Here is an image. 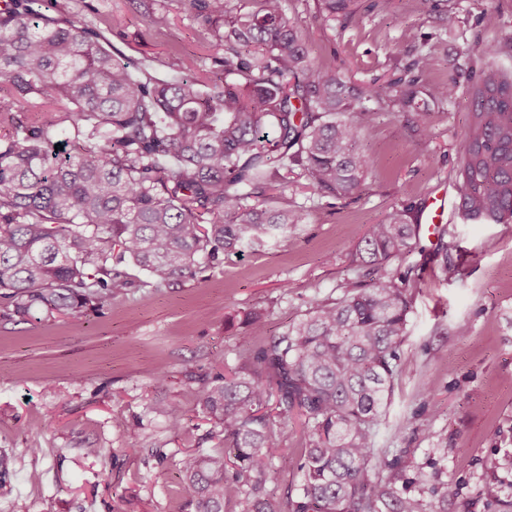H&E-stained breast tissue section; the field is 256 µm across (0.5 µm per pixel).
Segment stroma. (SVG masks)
I'll use <instances>...</instances> for the list:
<instances>
[{
  "label": "stroma",
  "mask_w": 512,
  "mask_h": 512,
  "mask_svg": "<svg viewBox=\"0 0 512 512\" xmlns=\"http://www.w3.org/2000/svg\"><path fill=\"white\" fill-rule=\"evenodd\" d=\"M374 2L353 0L346 19L321 15L318 0H286L285 9L311 57L358 90L431 56L420 83L451 80L455 90L428 109L426 150L414 148L410 113H379L360 141L371 170L352 196L319 197L301 177L274 195L272 205L307 213L288 238L226 254L193 281L160 285L141 274L139 288L78 328L59 314L33 325L0 319V452L10 470L0 512H196L180 460L220 448L199 392L246 363V314L261 312L276 334L313 300L339 297L345 282H370L373 271L348 263L358 233L453 184L468 69L512 72V53L498 51L512 39V0H392L386 12ZM150 10L168 24L149 25ZM42 11L100 31L138 77L173 78L178 57L201 78L222 71L223 46L178 0H46ZM443 243L444 260L434 255ZM420 245L430 259L376 435L377 447L403 451L404 470L382 465L374 480L430 512H512V223L451 213L421 232ZM160 401L177 403L181 428L155 412ZM91 446L100 457L87 456Z\"/></svg>",
  "instance_id": "stroma-1"
}]
</instances>
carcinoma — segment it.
Listing matches in <instances>:
<instances>
[{
    "instance_id": "obj_1",
    "label": "carcinoma",
    "mask_w": 512,
    "mask_h": 512,
    "mask_svg": "<svg viewBox=\"0 0 512 512\" xmlns=\"http://www.w3.org/2000/svg\"><path fill=\"white\" fill-rule=\"evenodd\" d=\"M234 11L230 0H181L224 42V74L209 80L140 79L77 20L42 13V0L0 13V317L40 321L88 312L139 287L193 280L242 248H262L305 222L301 209L256 202L297 174L320 197L355 193L370 158L358 143L381 111L416 109L418 78L396 76L357 96L344 78L310 58L285 0ZM352 0H320L334 17ZM451 81L426 89L448 99ZM54 104L36 123L16 107ZM70 152L55 150L59 134ZM458 216L512 222V75L474 74L470 122L459 143ZM419 225L393 211L371 225L353 258L376 268L368 284L347 282L315 300L296 323L249 350V372L220 375L199 398L224 451L186 453L180 472L197 512H276L270 449L292 415L303 418V479L286 512H385L388 492L372 480L382 463L377 427L391 402L412 309ZM248 335H267L257 314ZM390 512H435L422 500Z\"/></svg>"
}]
</instances>
